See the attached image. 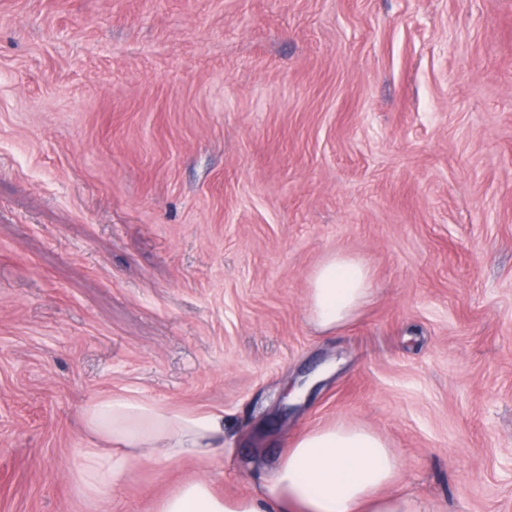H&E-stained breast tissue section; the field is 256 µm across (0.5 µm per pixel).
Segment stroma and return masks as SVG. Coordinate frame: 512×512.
<instances>
[{
  "label": "stroma",
  "mask_w": 512,
  "mask_h": 512,
  "mask_svg": "<svg viewBox=\"0 0 512 512\" xmlns=\"http://www.w3.org/2000/svg\"><path fill=\"white\" fill-rule=\"evenodd\" d=\"M338 252L372 296L323 332ZM111 394L223 452L95 501ZM334 424L426 512H512V0H0V512L236 500ZM371 286L368 269L343 253L324 259L310 279L309 320L323 331L349 322L366 302Z\"/></svg>",
  "instance_id": "1"
}]
</instances>
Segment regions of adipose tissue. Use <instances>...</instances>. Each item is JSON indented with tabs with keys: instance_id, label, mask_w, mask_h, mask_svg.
<instances>
[{
	"instance_id": "ef3b65f1",
	"label": "adipose tissue",
	"mask_w": 512,
	"mask_h": 512,
	"mask_svg": "<svg viewBox=\"0 0 512 512\" xmlns=\"http://www.w3.org/2000/svg\"><path fill=\"white\" fill-rule=\"evenodd\" d=\"M370 286V273L360 261L342 253L330 255L310 279V322L324 331L344 326L366 302ZM84 421L102 445L81 450L77 476L88 492L101 498L110 496L132 456L157 462L202 460L216 451L224 433L220 415H187L120 394L92 400ZM113 442L124 445V452L110 450ZM398 465L380 435L362 426L329 425L297 437L275 470L260 477L257 495L226 501L207 482L192 479L163 499L158 512H421L409 498L382 493Z\"/></svg>"
}]
</instances>
